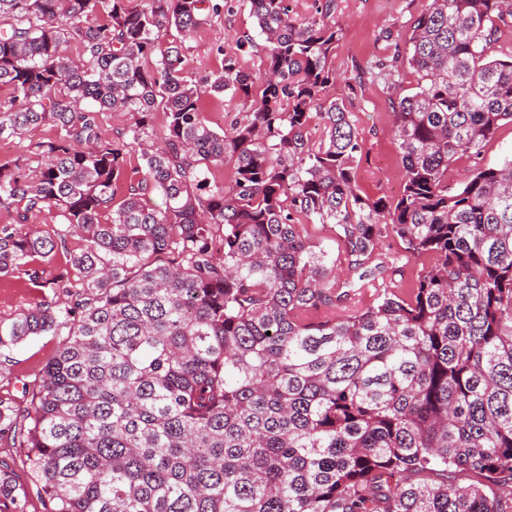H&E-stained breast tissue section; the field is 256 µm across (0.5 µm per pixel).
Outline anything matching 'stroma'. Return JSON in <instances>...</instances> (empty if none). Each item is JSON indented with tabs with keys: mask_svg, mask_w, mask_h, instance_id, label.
Listing matches in <instances>:
<instances>
[{
	"mask_svg": "<svg viewBox=\"0 0 512 512\" xmlns=\"http://www.w3.org/2000/svg\"><path fill=\"white\" fill-rule=\"evenodd\" d=\"M232 13L212 19L185 42V72L195 77L220 70L224 54L237 55L239 64L258 72L265 57V41L259 35L250 11L249 0H235ZM423 0H336L333 23L341 37L331 58L336 73L334 96L351 102L363 140L358 163V187L363 194L390 199L402 188L404 172L401 155L393 138L391 101L413 94L417 77L406 74L398 90L383 84L363 81L348 88L346 80L356 67L366 62L392 56L400 38L410 33V23L422 8ZM250 36L251 47L237 46L240 37ZM512 157V124H503L481 152L456 163L448 174L449 187H456L464 175L500 166ZM56 336H37L19 345L10 362L0 366V394L22 397L25 385L33 382L47 358L59 345Z\"/></svg>",
	"mask_w": 512,
	"mask_h": 512,
	"instance_id": "35a3bbf8",
	"label": "stroma"
}]
</instances>
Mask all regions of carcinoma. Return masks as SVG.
I'll list each match as a JSON object with an SVG mask.
<instances>
[{"instance_id": "carcinoma-1", "label": "carcinoma", "mask_w": 512, "mask_h": 512, "mask_svg": "<svg viewBox=\"0 0 512 512\" xmlns=\"http://www.w3.org/2000/svg\"><path fill=\"white\" fill-rule=\"evenodd\" d=\"M231 2L0 0V137L59 131L0 163V277L40 293L0 315V366L67 329L26 406L0 395V446L25 449L44 512H512L493 490L512 480V159L448 190L512 123V54L493 51L512 0H427L366 67L390 90L418 76L392 101L393 200L360 193L354 112L327 96L335 0L302 20L249 0L264 73L226 54L186 75L184 38ZM206 93L250 111L222 135ZM105 110L130 117L111 140ZM48 207L53 236L32 224ZM302 217L335 225L338 253ZM388 237L429 264L363 305ZM339 264L353 277L329 279ZM27 502L0 460V512Z\"/></svg>"}]
</instances>
